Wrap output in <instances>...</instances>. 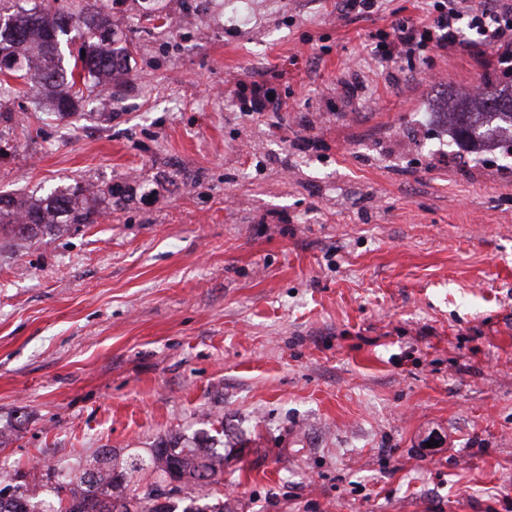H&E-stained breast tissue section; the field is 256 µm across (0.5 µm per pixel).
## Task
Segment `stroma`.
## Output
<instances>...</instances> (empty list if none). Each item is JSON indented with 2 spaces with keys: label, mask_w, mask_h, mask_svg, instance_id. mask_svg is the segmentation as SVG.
Instances as JSON below:
<instances>
[{
  "label": "stroma",
  "mask_w": 512,
  "mask_h": 512,
  "mask_svg": "<svg viewBox=\"0 0 512 512\" xmlns=\"http://www.w3.org/2000/svg\"><path fill=\"white\" fill-rule=\"evenodd\" d=\"M253 2L160 0V29L116 5L109 112L0 97V195L131 188L0 242V468L220 428L232 512H512V170L449 158L441 116L498 50L381 65L423 0ZM256 82L277 109L249 111Z\"/></svg>",
  "instance_id": "35a3bbf8"
}]
</instances>
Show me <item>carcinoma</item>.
<instances>
[{
  "instance_id": "cac0c4a2",
  "label": "carcinoma",
  "mask_w": 512,
  "mask_h": 512,
  "mask_svg": "<svg viewBox=\"0 0 512 512\" xmlns=\"http://www.w3.org/2000/svg\"><path fill=\"white\" fill-rule=\"evenodd\" d=\"M118 0H0V54H5L11 78H0V93L16 91L15 83L45 96L65 118L76 114L84 91L79 84L106 86L128 71L131 43L119 29L112 9ZM80 40L77 57L67 56L64 38ZM449 143L482 162L484 155H512V85L501 87L488 78L478 103L449 113ZM125 195L119 184L95 183L83 178L66 181L40 197L26 194L0 196V233L13 240L40 235L61 237L92 224L101 206H118ZM147 464L166 480L182 481L165 492L186 503L182 512H224V499L208 502L201 482L224 473V453L195 442L160 441L149 449ZM126 468L108 461L103 452L99 467L79 474L55 473L47 467L52 486L13 478L0 489V512H176L157 504L158 486L150 485L131 497L114 490Z\"/></svg>"
}]
</instances>
